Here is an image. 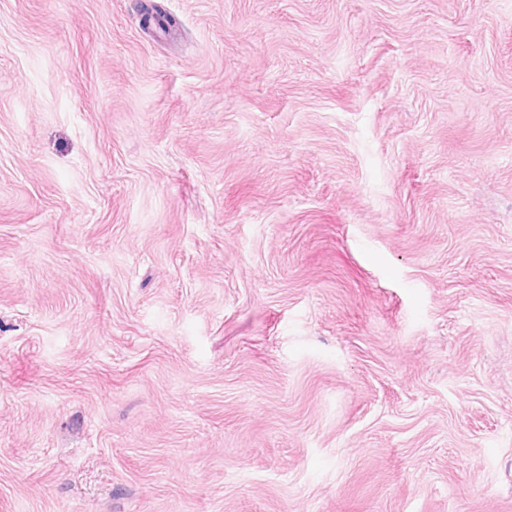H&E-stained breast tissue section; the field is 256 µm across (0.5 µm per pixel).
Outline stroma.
<instances>
[{
  "instance_id": "1",
  "label": "stroma",
  "mask_w": 512,
  "mask_h": 512,
  "mask_svg": "<svg viewBox=\"0 0 512 512\" xmlns=\"http://www.w3.org/2000/svg\"><path fill=\"white\" fill-rule=\"evenodd\" d=\"M0 0V512H512V0Z\"/></svg>"
}]
</instances>
